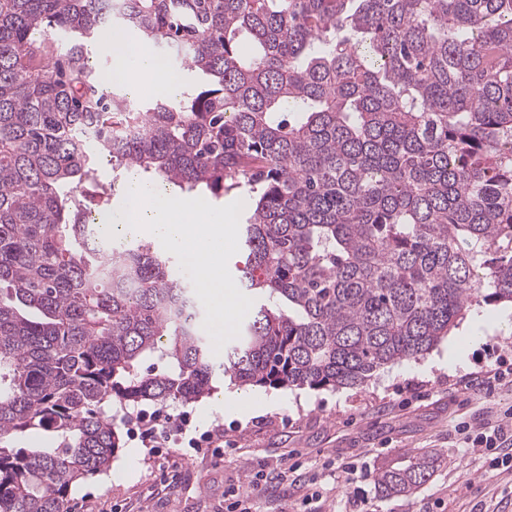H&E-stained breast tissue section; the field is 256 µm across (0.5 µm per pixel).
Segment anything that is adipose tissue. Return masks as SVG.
I'll use <instances>...</instances> for the list:
<instances>
[{
  "label": "adipose tissue",
  "mask_w": 512,
  "mask_h": 512,
  "mask_svg": "<svg viewBox=\"0 0 512 512\" xmlns=\"http://www.w3.org/2000/svg\"><path fill=\"white\" fill-rule=\"evenodd\" d=\"M99 49L111 56L113 71L132 91L150 90L169 96L180 93V81L171 76L149 46L135 43L115 30L106 34Z\"/></svg>",
  "instance_id": "1"
}]
</instances>
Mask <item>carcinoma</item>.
Returning a JSON list of instances; mask_svg holds the SVG:
<instances>
[{
	"mask_svg": "<svg viewBox=\"0 0 512 512\" xmlns=\"http://www.w3.org/2000/svg\"><path fill=\"white\" fill-rule=\"evenodd\" d=\"M102 28L212 85L134 110L89 63ZM97 154L250 196L239 281L268 302L223 362L191 283L101 233ZM482 302L512 304V0H0V512H65L120 448L114 402L361 385ZM31 431L51 447L12 446Z\"/></svg>",
	"mask_w": 512,
	"mask_h": 512,
	"instance_id": "1",
	"label": "carcinoma"
}]
</instances>
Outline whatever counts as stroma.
Masks as SVG:
<instances>
[{
	"mask_svg": "<svg viewBox=\"0 0 512 512\" xmlns=\"http://www.w3.org/2000/svg\"><path fill=\"white\" fill-rule=\"evenodd\" d=\"M472 311L488 326L463 343L465 361L454 367L443 342L353 388H242V395L270 398L258 412L240 404L205 411L197 402L167 403L165 412L188 418L197 431L222 424L223 447L190 448L176 436L168 447L145 448L122 433L110 468L74 488L67 512H225V495L244 491L255 469L268 482L252 494V512H512V474L471 455L456 430L462 421L476 428L495 421L512 407L507 384L477 393L451 388L476 366L512 356L506 305ZM424 454L439 458L424 486L407 497L378 494V470ZM294 463L306 488L287 471ZM348 467L356 472L351 483Z\"/></svg>",
	"mask_w": 512,
	"mask_h": 512,
	"instance_id": "35a3bbf8",
	"label": "stroma"
}]
</instances>
